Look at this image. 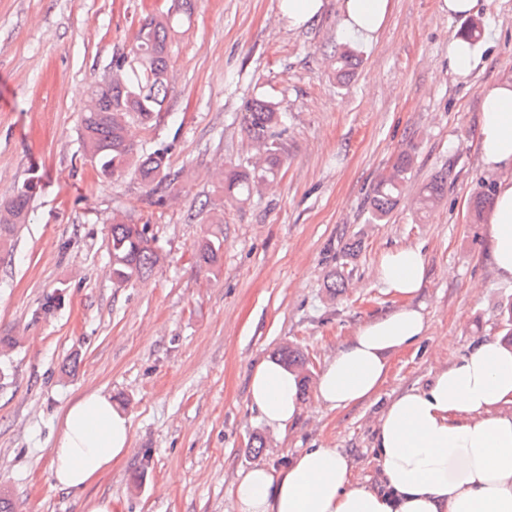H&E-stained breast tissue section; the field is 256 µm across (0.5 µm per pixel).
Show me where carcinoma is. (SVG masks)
Masks as SVG:
<instances>
[{
    "mask_svg": "<svg viewBox=\"0 0 512 512\" xmlns=\"http://www.w3.org/2000/svg\"><path fill=\"white\" fill-rule=\"evenodd\" d=\"M190 0H173L165 11H157L140 23L134 41L112 58V85L99 86L91 81L88 91L97 95L95 109L80 114L81 140L84 156L103 179L133 173L156 195L154 204L162 206L178 175L168 166L171 145L149 143L134 145L127 137L133 124L149 127L167 111L169 96L168 43L174 28V17L188 6ZM358 55L351 48L340 49L334 59L336 79L350 78ZM285 113L278 104L254 98L246 103L244 123L255 155L246 164L229 163L213 172V178L224 191V198L243 204L249 201L259 184L275 180L282 163L281 127ZM412 155H399L388 174L375 185L369 198V213L374 221L388 215L399 203L403 184L412 167ZM445 180L436 177L424 188L418 210L436 204L444 193ZM31 191L24 187L8 202L0 204V251L10 250L15 231L26 223ZM224 243V230L217 226L198 241L193 257L199 265H212L219 259ZM108 251L112 273L119 285L129 284L152 272L158 255L148 236V225L128 224L120 216L112 219ZM279 361L299 371L306 359L296 348L279 350Z\"/></svg>",
    "mask_w": 512,
    "mask_h": 512,
    "instance_id": "cac0c4a2",
    "label": "carcinoma"
}]
</instances>
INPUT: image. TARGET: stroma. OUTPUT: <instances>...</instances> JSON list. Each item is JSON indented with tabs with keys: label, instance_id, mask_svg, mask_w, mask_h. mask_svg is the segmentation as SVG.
<instances>
[{
	"label": "stroma",
	"instance_id": "stroma-1",
	"mask_svg": "<svg viewBox=\"0 0 512 512\" xmlns=\"http://www.w3.org/2000/svg\"><path fill=\"white\" fill-rule=\"evenodd\" d=\"M170 0H0V202L32 185L28 220L0 252V488L17 512H235L239 472L282 467L308 448L351 459L377 486L374 429L397 394L424 388L483 339H503L512 283L497 279L487 224L473 199L496 183L479 159L482 92L512 82V0H478L486 39L468 76L452 74L448 42L465 21L444 0H391L385 29L357 45L348 83L333 73L345 44L337 0L292 28L280 0H192L170 42L168 112L133 127L136 144H172L174 201L157 206L133 177L99 180L79 131L89 83L133 41L140 18ZM265 98L287 114L283 165L270 191L226 202L216 163L252 154L242 113ZM414 163L397 207L368 222L380 172ZM446 180L417 214L421 189ZM144 224L159 255L146 277L112 278L113 213ZM224 249L192 259L214 215ZM420 247L414 297L428 330L391 358L377 395L328 411L314 401L325 360L356 326L399 306L374 279L383 254ZM344 287L330 295L334 272ZM307 359L301 413L283 434L249 407L254 366L284 345ZM99 389L131 418L132 450L84 491L54 488L51 449L62 411Z\"/></svg>",
	"mask_w": 512,
	"mask_h": 512
}]
</instances>
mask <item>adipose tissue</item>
<instances>
[{
  "label": "adipose tissue",
  "instance_id": "1",
  "mask_svg": "<svg viewBox=\"0 0 512 512\" xmlns=\"http://www.w3.org/2000/svg\"><path fill=\"white\" fill-rule=\"evenodd\" d=\"M390 0H340L339 28L369 44L385 26ZM478 149L487 171L500 173L488 212V251L497 277L512 282V84L485 91ZM425 257L405 246L385 253L377 284L401 300L394 310L357 326L329 357L315 400L344 410L372 398L384 384L390 354L425 335L412 304L424 285ZM251 408L283 433L300 414L298 379L277 362L253 369ZM132 422L101 390L83 393L63 411L52 448L55 487L78 491L125 458ZM374 446L379 484L352 477L337 448H309L281 468L260 464L239 474L237 512H512V347L480 341L468 356L438 371L423 389L394 397L383 410Z\"/></svg>",
  "mask_w": 512,
  "mask_h": 512
}]
</instances>
